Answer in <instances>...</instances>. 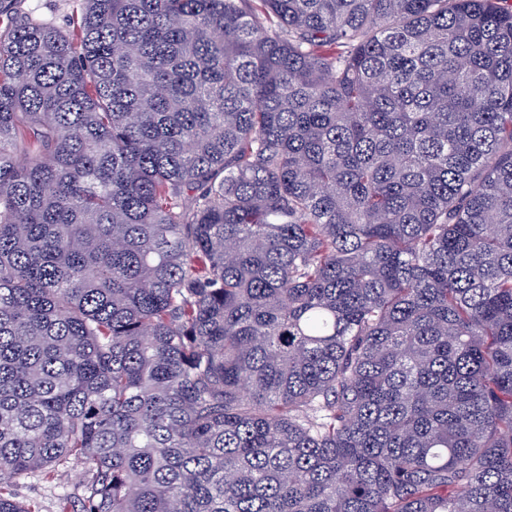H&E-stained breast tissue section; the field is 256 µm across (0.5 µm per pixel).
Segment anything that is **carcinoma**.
Listing matches in <instances>:
<instances>
[{"label":"carcinoma","mask_w":512,"mask_h":512,"mask_svg":"<svg viewBox=\"0 0 512 512\" xmlns=\"http://www.w3.org/2000/svg\"><path fill=\"white\" fill-rule=\"evenodd\" d=\"M0 0V474L76 512H512V6ZM82 0H22L23 11H34L57 26L68 28L69 20L80 13ZM0 487L7 488L14 498L32 512H59L60 498L69 497L73 509L78 507L82 492V469L72 464L63 474L34 472L25 477L0 475ZM70 506V512H73Z\"/></svg>","instance_id":"1"}]
</instances>
